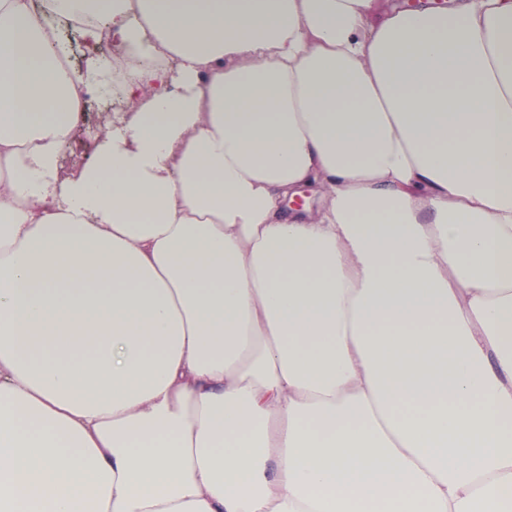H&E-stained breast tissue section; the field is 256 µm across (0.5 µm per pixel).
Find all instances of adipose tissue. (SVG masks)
I'll return each mask as SVG.
<instances>
[{"mask_svg":"<svg viewBox=\"0 0 512 512\" xmlns=\"http://www.w3.org/2000/svg\"><path fill=\"white\" fill-rule=\"evenodd\" d=\"M51 4L130 78L60 178L0 0V512H512V0Z\"/></svg>","mask_w":512,"mask_h":512,"instance_id":"1","label":"adipose tissue"}]
</instances>
